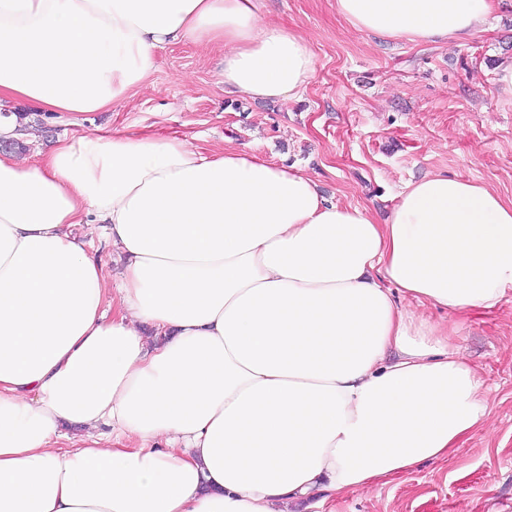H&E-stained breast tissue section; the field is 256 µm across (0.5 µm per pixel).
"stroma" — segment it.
I'll use <instances>...</instances> for the list:
<instances>
[{
    "instance_id": "35a3bbf8",
    "label": "stroma",
    "mask_w": 512,
    "mask_h": 512,
    "mask_svg": "<svg viewBox=\"0 0 512 512\" xmlns=\"http://www.w3.org/2000/svg\"><path fill=\"white\" fill-rule=\"evenodd\" d=\"M264 18L297 28L313 48L316 73L299 99L227 94L215 76L218 49L173 44L157 52L131 104L74 124L44 119L28 153L113 129L176 135L201 149L243 147L380 221L405 184L431 173L512 200V94L496 82L500 63L512 60V0H500L485 31L448 45L359 32L335 0H266ZM397 303L447 328L451 349L484 381L488 418L448 462L337 499L336 512H512V290L488 310Z\"/></svg>"
}]
</instances>
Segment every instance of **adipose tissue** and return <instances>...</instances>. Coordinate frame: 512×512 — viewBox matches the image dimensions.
<instances>
[{
    "instance_id": "obj_1",
    "label": "adipose tissue",
    "mask_w": 512,
    "mask_h": 512,
    "mask_svg": "<svg viewBox=\"0 0 512 512\" xmlns=\"http://www.w3.org/2000/svg\"><path fill=\"white\" fill-rule=\"evenodd\" d=\"M264 8L0 0V137L36 135L10 104L131 102L175 43L223 49L225 93L296 99L315 53ZM336 10L365 33L445 44L482 31L493 0ZM81 224L102 225L118 278ZM395 289L496 306L512 289V201L434 173L379 221L295 168L175 135L0 153V512H288L447 459L487 420L483 384Z\"/></svg>"
}]
</instances>
